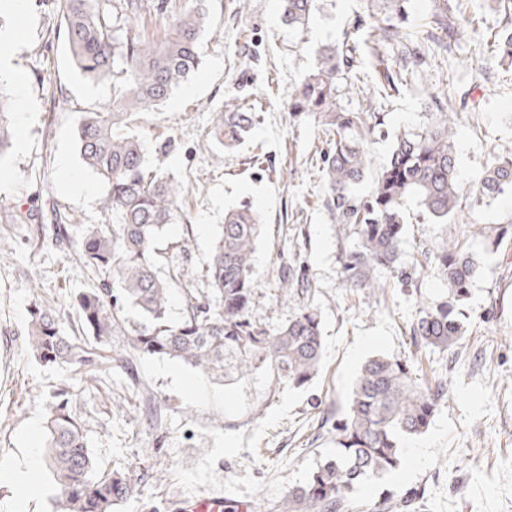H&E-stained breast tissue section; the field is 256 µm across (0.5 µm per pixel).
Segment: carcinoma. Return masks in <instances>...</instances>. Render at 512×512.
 <instances>
[{
  "instance_id": "obj_1",
  "label": "carcinoma",
  "mask_w": 512,
  "mask_h": 512,
  "mask_svg": "<svg viewBox=\"0 0 512 512\" xmlns=\"http://www.w3.org/2000/svg\"><path fill=\"white\" fill-rule=\"evenodd\" d=\"M204 2L194 0L175 18L165 40L150 44L132 26L122 35L116 33L100 0H62L69 50L77 69L91 78L110 77L119 87L111 111L87 112L78 126L80 157L107 186L103 206L116 222L94 225L85 233L81 256L101 276L102 284L78 294L76 308L88 336L98 343L124 335L132 354L178 360L208 377L232 380L262 368L277 383L286 380L294 387H305L322 360L321 315L305 302L276 329L252 317V254L261 218L251 206L244 204L227 213L206 262L208 293L218 299V310L202 303L197 289L183 287L178 273L162 277L158 271L162 255L155 244L172 223L185 187L170 174L145 172V144L130 122L132 116L163 103L198 68L199 36L207 23ZM284 3L290 25L307 24L316 10V0ZM407 3L382 0L369 19L355 22L346 42L323 47L317 67L289 93V111L297 118L313 119L330 141L324 205L340 234L354 239L353 246L341 254L348 288L386 287L379 273L396 269L409 202L446 222L462 191L456 174L453 112H441L418 128L394 133L386 164L370 173L369 145L384 133V115L373 102L400 93L416 80L429 54L448 48L437 30L448 33L450 39L465 31L460 24L463 13L451 17L445 7L435 13V27L410 38L403 33ZM362 44L382 70L365 106L348 111L339 97L356 91L351 72ZM387 44L399 47L396 59L379 57V46ZM254 120L255 113L226 104L212 137L232 146L244 138ZM11 138V112L0 88V154ZM369 175L370 193L355 196L354 188ZM509 187L512 157H504L492 164L472 192L481 201ZM476 234L495 248L509 234V226L484 225ZM432 253L446 283L445 296L423 303L411 331L419 343L451 350L465 334L461 307L478 266L457 240L440 242ZM177 294L181 317L176 322L171 310ZM128 307L139 319L127 316ZM27 332L33 352L47 365L89 364L98 356L91 343L63 335L53 311L40 304L29 310ZM115 366L131 387H138L134 360L118 357ZM82 394L74 384L58 388L46 421L44 464L53 471L60 489L56 512H112L134 496L138 480L122 470L97 473L82 422L71 413ZM448 400L443 380L420 383L401 361L385 356L365 361L348 407L336 419V456L323 460L293 493L294 512H343L350 507L360 480L370 473L396 469L403 452L401 439L426 432Z\"/></svg>"
}]
</instances>
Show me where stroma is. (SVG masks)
Segmentation results:
<instances>
[{"label": "stroma", "mask_w": 512, "mask_h": 512, "mask_svg": "<svg viewBox=\"0 0 512 512\" xmlns=\"http://www.w3.org/2000/svg\"><path fill=\"white\" fill-rule=\"evenodd\" d=\"M445 2L461 4L480 35L449 43L447 63H433L411 90L386 102L388 135L371 144L370 156L373 168L385 164L391 133L421 126L436 109L434 95L448 89L445 109L457 115V170L467 189L495 159L512 156V64L487 42L488 35L512 32V16L493 10L491 0H410L406 32L428 29ZM190 5L151 0L132 25L146 42L161 41L172 16ZM371 7L370 0H317L308 24L293 27L283 19V0H207L198 69L168 100L137 116L146 171L173 174L186 187L156 243L186 284L205 288V262L225 214L250 203L263 222L252 265L253 317L274 328L306 301L320 311L324 338L319 372L304 388L272 382L260 370L224 382L176 360L138 357L149 396L167 407L156 425L113 368L124 337L98 345L90 371L77 363L43 365L29 346L33 303L54 310L74 335L81 331L75 295L100 285L80 246L87 228L111 223L112 214L101 203L105 185L80 157L77 127L82 113L109 111L117 89L75 68L58 0H29L21 19L0 0V43L19 38L13 71L0 82L10 89L24 83L28 104L15 128L23 145L0 158V467L44 449L54 390L80 384L85 391L72 410L98 471L125 467L141 477L136 495L113 512H173L180 497L214 491L250 512H289L288 492L336 450L333 426L361 365L384 355L407 361L420 380L447 381L450 399L426 433L402 442L407 450L426 449L425 461L405 457L397 470L364 480L349 512H373L381 492L408 489L418 493L411 512H512V234L493 250L465 232L511 222L512 189L480 203L465 192L445 224L411 217L399 265L415 268L412 281L384 270L385 296L347 288L343 241L322 203L325 137L288 110L289 92L315 67L320 49L342 44ZM230 102L258 121L243 142L223 148L210 133ZM166 142L171 150L160 151ZM76 177L83 190L74 188ZM447 238L461 239L481 261L463 308L467 335L454 353L418 345L411 334L423 302L445 290L423 260ZM288 267L306 269L313 285L307 297L281 289L278 271ZM189 382L197 395L187 392ZM54 493L45 469L32 495L1 477L0 512H53Z\"/></svg>", "instance_id": "stroma-1"}]
</instances>
